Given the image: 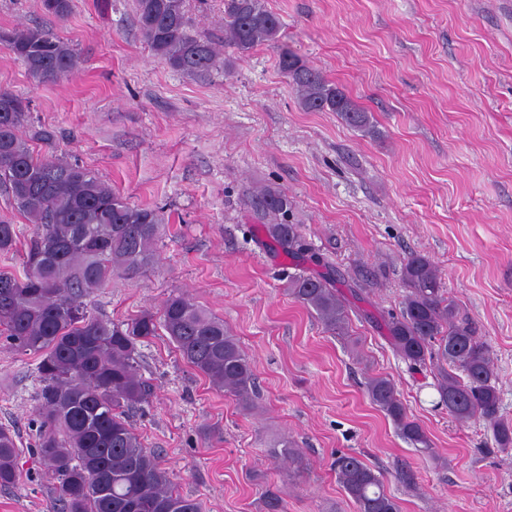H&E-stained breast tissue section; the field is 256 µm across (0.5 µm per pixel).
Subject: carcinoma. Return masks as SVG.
Segmentation results:
<instances>
[{"label":"carcinoma","mask_w":512,"mask_h":512,"mask_svg":"<svg viewBox=\"0 0 512 512\" xmlns=\"http://www.w3.org/2000/svg\"><path fill=\"white\" fill-rule=\"evenodd\" d=\"M41 8L61 20L71 13L72 0H41ZM135 21L171 69L203 76L215 67L216 48L192 32L186 0H135ZM281 27L266 0H224V46L240 56L277 41ZM10 34L5 49L39 82L65 76L78 64L75 49L47 27ZM279 67L305 109L334 112L349 127L371 132L368 112L319 69L290 51L280 55ZM29 115L28 100L0 89V186L33 224L22 274L0 270V335L39 356L38 448L58 480L55 512H202L197 500L175 490L129 419L150 395L139 375L137 342L164 330L194 370L245 408L257 394L253 366L224 320L182 295L170 296L160 316L144 313L122 325L88 310L84 297L112 275H135L153 265L163 220L158 210L130 203L79 163L34 152L23 137ZM261 203L266 214L280 218L264 225L266 237L288 256L306 252L299 226L288 223V192L266 187ZM19 240V227L0 219V253L16 251ZM402 273L406 294L400 315L385 323L389 344L416 368L426 365L437 343L448 363L438 372L439 403L457 420L488 422L496 445L512 448V423L499 415L488 347L445 297L428 257L411 254ZM287 288L327 329L345 333L348 306L329 277L302 272L289 277ZM365 388L401 438L432 448L391 379L371 377ZM333 470L356 512H400L381 475L359 456H337ZM19 478L13 433L0 427V487H13Z\"/></svg>","instance_id":"obj_1"}]
</instances>
